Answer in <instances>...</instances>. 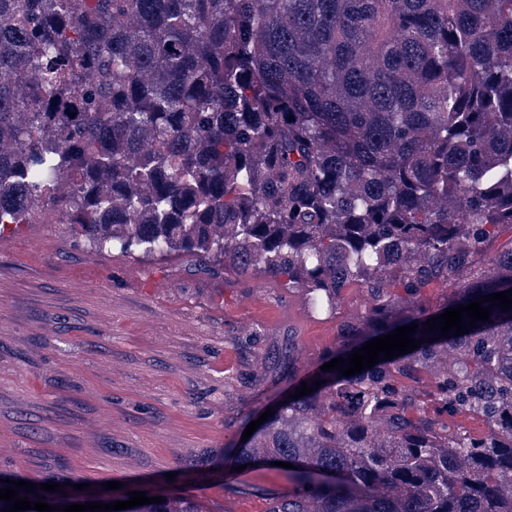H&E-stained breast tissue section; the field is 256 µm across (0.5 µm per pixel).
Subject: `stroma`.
<instances>
[{"mask_svg":"<svg viewBox=\"0 0 512 512\" xmlns=\"http://www.w3.org/2000/svg\"><path fill=\"white\" fill-rule=\"evenodd\" d=\"M367 313L355 288L329 314L191 256L95 250L67 224L4 231L0 480L67 485L46 493L53 506L137 490L189 496L205 512H265L288 473H232L242 417L319 373L341 323Z\"/></svg>","mask_w":512,"mask_h":512,"instance_id":"stroma-1","label":"stroma"}]
</instances>
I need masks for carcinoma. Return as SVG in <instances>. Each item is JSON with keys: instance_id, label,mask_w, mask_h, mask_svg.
I'll return each mask as SVG.
<instances>
[{"instance_id": "cac0c4a2", "label": "carcinoma", "mask_w": 512, "mask_h": 512, "mask_svg": "<svg viewBox=\"0 0 512 512\" xmlns=\"http://www.w3.org/2000/svg\"><path fill=\"white\" fill-rule=\"evenodd\" d=\"M38 212L321 309L356 287L345 359L418 325L242 445L293 465L267 512H512V310L424 325L512 289V0H0V227Z\"/></svg>"}]
</instances>
